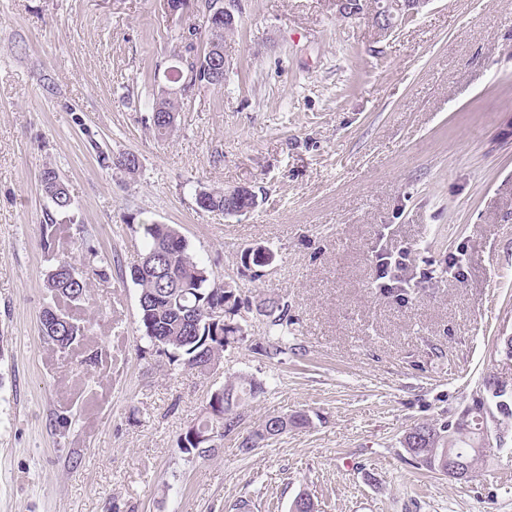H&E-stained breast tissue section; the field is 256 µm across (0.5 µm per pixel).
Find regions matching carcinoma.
Listing matches in <instances>:
<instances>
[{
  "label": "carcinoma",
  "mask_w": 512,
  "mask_h": 512,
  "mask_svg": "<svg viewBox=\"0 0 512 512\" xmlns=\"http://www.w3.org/2000/svg\"><path fill=\"white\" fill-rule=\"evenodd\" d=\"M216 0H206L203 14L204 29L207 39L204 49L224 50V37L233 29L211 22ZM182 98L171 92H162L152 100V109L156 110L151 120V130L155 137H167L171 128L161 121V117L182 110ZM40 185L44 195L50 199L46 209L45 225L54 229L57 226L55 214L63 213L70 207L68 190L53 167H46L40 174ZM195 203L202 211H224V189L201 186L195 190ZM145 253L142 257L143 271L132 276L139 290V317L145 337L161 348L168 355L169 361L183 365L201 374L210 370V365L223 357L225 345L230 338L237 335L240 328L233 322L224 324V334L217 338L208 332L204 304H225L227 312L235 316L240 305V286L236 281L229 283L210 280L205 265L190 250L188 241L177 227L170 224H143ZM105 270L96 264V255L90 254L87 261L80 266L63 259L46 280V287L58 297L67 301L72 298L82 299L86 296L91 279L102 276ZM269 329L277 336V341L268 344L266 355L282 352L279 341L288 338V305L276 303L271 313ZM44 340L66 351L80 343L89 332V325L73 317L63 324V329L49 333L41 327ZM233 395L231 400L219 401L223 422L229 428L239 424L241 409L248 399L255 397L262 390L260 383L254 379L237 377L226 381ZM493 394L499 398L497 412L485 407L482 401L466 410L453 423L423 422L410 428L404 435L402 447L412 459L427 468L444 472L442 457L452 454L463 457L476 470L482 461L483 451L480 445V433L485 425L498 424L497 431L509 432L512 426V390L504 382L493 381ZM309 420L304 414L290 417L270 416L257 429L240 443V452L250 454L263 441H268L287 432L290 428H303Z\"/></svg>",
  "instance_id": "1"
}]
</instances>
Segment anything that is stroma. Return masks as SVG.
I'll use <instances>...</instances> for the list:
<instances>
[{
  "label": "stroma",
  "mask_w": 512,
  "mask_h": 512,
  "mask_svg": "<svg viewBox=\"0 0 512 512\" xmlns=\"http://www.w3.org/2000/svg\"><path fill=\"white\" fill-rule=\"evenodd\" d=\"M163 0H0V512H512V436L469 480L401 445L454 422L489 378L512 385V0H430L385 33L335 0H240L224 83L184 99L171 135L149 130L180 31ZM136 153L130 177L113 159ZM73 205L45 250L44 165ZM251 186L244 215L204 212L198 184ZM173 224L211 279L238 281L242 336L208 374L144 337L130 269L142 220ZM405 249V298L376 281ZM269 250L258 279L242 255ZM95 251L106 277L70 312L81 347L44 343V286L58 260ZM285 302L288 348L261 355ZM94 351L98 361L81 360ZM260 381L215 454L187 459L180 433L228 377ZM309 424L240 442L270 416Z\"/></svg>",
  "instance_id": "1"
}]
</instances>
